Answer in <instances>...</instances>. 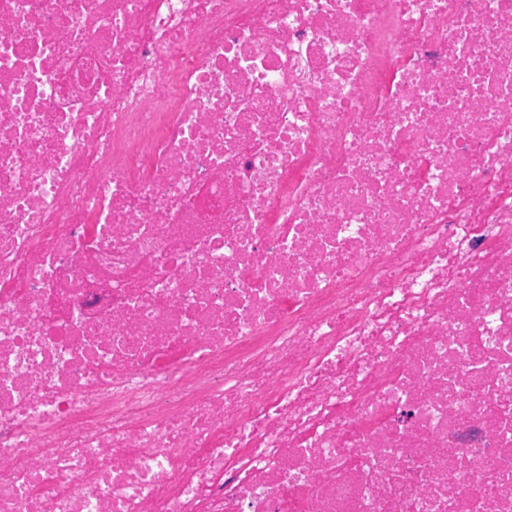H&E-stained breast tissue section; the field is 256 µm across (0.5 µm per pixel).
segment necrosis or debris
<instances>
[{
    "label": "necrosis or debris",
    "instance_id": "1",
    "mask_svg": "<svg viewBox=\"0 0 512 512\" xmlns=\"http://www.w3.org/2000/svg\"><path fill=\"white\" fill-rule=\"evenodd\" d=\"M0 512H512V0H0Z\"/></svg>",
    "mask_w": 512,
    "mask_h": 512
}]
</instances>
